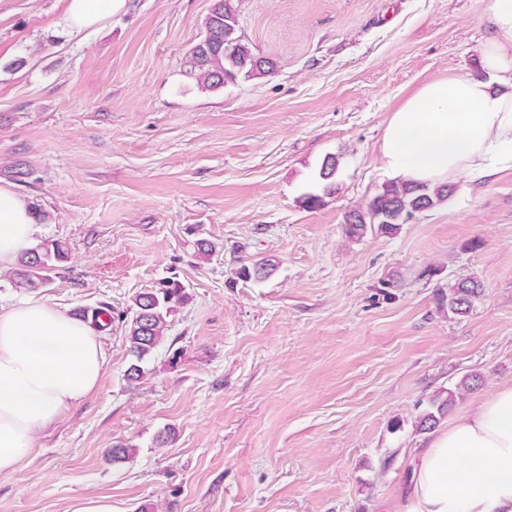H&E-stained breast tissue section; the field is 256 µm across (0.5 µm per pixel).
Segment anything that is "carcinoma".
<instances>
[{
    "label": "carcinoma",
    "mask_w": 512,
    "mask_h": 512,
    "mask_svg": "<svg viewBox=\"0 0 512 512\" xmlns=\"http://www.w3.org/2000/svg\"><path fill=\"white\" fill-rule=\"evenodd\" d=\"M238 20L232 0H215L205 22V35L190 51L189 72L204 89H218L238 79H256L268 75L272 63L253 54L238 35ZM454 187L402 182L382 187L368 203L366 210H354L345 218V232L351 237L364 233L367 226L376 224L391 232L403 223L402 216L413 215L429 209L453 193ZM67 248L60 241L40 243L22 254L14 271V284L18 288L34 290L50 281V273L67 258ZM270 275L269 264L261 262L243 266L239 276L243 279L261 280ZM481 284L472 278L457 281L448 294V311L466 314L480 295ZM184 293L179 284L170 281L167 287L157 291L143 292L134 299L135 311L127 321L129 352L134 362L127 370L131 381L140 379L144 373L142 364L164 340L168 328V317L175 305L180 303ZM477 376L463 379L457 387L436 394L430 400L429 408L418 418L420 430L436 426L462 395L463 390L474 387Z\"/></svg>",
    "instance_id": "cac0c4a2"
}]
</instances>
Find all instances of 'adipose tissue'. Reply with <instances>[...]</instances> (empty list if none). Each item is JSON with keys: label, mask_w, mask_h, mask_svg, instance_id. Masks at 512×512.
Returning <instances> with one entry per match:
<instances>
[{"label": "adipose tissue", "mask_w": 512, "mask_h": 512, "mask_svg": "<svg viewBox=\"0 0 512 512\" xmlns=\"http://www.w3.org/2000/svg\"><path fill=\"white\" fill-rule=\"evenodd\" d=\"M126 0H68L64 21L90 27ZM482 76L451 74L421 86L389 116L387 175L411 183L478 182L512 168V0H491ZM28 201L0 187V271L33 247ZM104 354L93 327L39 300L0 306V475L19 472L38 438L97 387ZM397 512H512V384L416 449Z\"/></svg>", "instance_id": "obj_1"}]
</instances>
